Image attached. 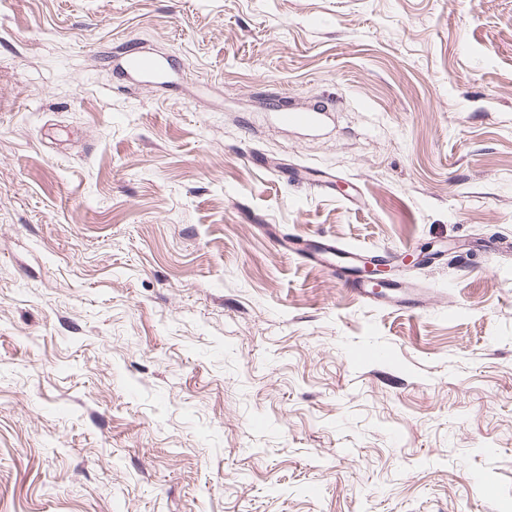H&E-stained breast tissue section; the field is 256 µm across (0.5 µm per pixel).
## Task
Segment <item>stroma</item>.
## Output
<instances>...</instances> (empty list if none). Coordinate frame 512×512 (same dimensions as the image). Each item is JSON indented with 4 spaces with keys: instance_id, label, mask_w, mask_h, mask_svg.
<instances>
[{
    "instance_id": "stroma-1",
    "label": "stroma",
    "mask_w": 512,
    "mask_h": 512,
    "mask_svg": "<svg viewBox=\"0 0 512 512\" xmlns=\"http://www.w3.org/2000/svg\"><path fill=\"white\" fill-rule=\"evenodd\" d=\"M0 512H512V0H0ZM162 65L154 58L141 54H128L125 70L132 75H153L161 70ZM323 113L317 110L312 112L291 110L286 106L278 108L276 112L277 122L285 127L311 128L320 124ZM288 251L305 266L327 271L328 275L347 293L354 297L373 304L391 306L397 309L410 311L420 310L423 306L421 294L424 288L401 282L393 288H406L399 296H393L389 290L371 286L369 281L356 273L362 264L364 253L359 249L344 250L329 241L304 240L294 237L288 241ZM336 251L343 253V262L334 263L332 257Z\"/></svg>"
}]
</instances>
